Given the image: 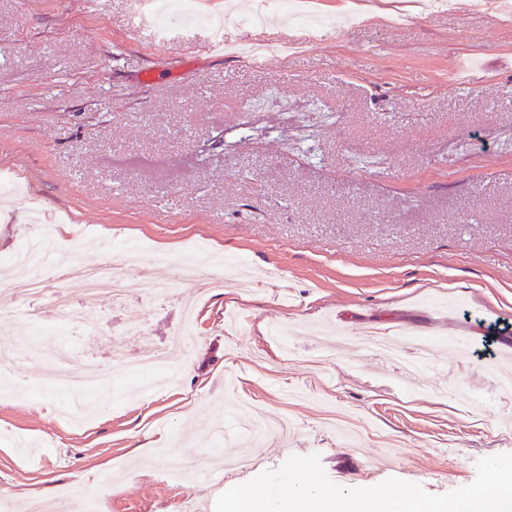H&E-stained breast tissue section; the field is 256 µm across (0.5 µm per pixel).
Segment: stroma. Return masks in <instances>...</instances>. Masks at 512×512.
<instances>
[{
	"instance_id": "stroma-1",
	"label": "stroma",
	"mask_w": 512,
	"mask_h": 512,
	"mask_svg": "<svg viewBox=\"0 0 512 512\" xmlns=\"http://www.w3.org/2000/svg\"><path fill=\"white\" fill-rule=\"evenodd\" d=\"M243 0H191L171 44L154 43L136 0H0V166L23 195L0 203V258L19 251L42 205L55 235L99 243L132 279L180 286L182 258L244 256L250 291L202 276L199 337L175 347V386L130 377L90 398L47 374L111 366L167 345L175 304L128 330L101 294L60 361L0 316L19 351L0 371V512L38 499L59 512H172L158 449L188 464L247 454L257 472L319 453L352 489L390 478L431 495L470 485L478 459L512 454V22L430 12L424 0H310L347 17L308 32L268 15L227 26L206 50L207 13ZM287 54L253 66L247 40ZM411 337L397 361L354 347L320 364L326 337ZM494 358L475 356L486 337ZM433 345L421 379L403 369ZM290 424L286 451L250 435L234 402ZM141 455H134V448Z\"/></svg>"
}]
</instances>
